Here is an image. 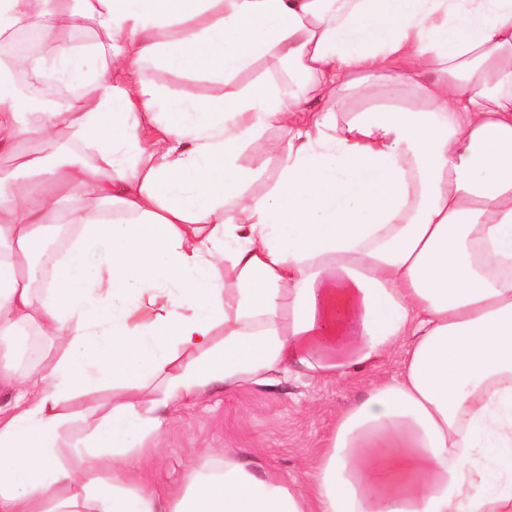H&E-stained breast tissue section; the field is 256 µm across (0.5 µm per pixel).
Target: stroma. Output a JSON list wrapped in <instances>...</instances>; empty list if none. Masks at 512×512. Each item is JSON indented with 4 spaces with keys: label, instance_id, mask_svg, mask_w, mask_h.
I'll return each instance as SVG.
<instances>
[{
    "label": "stroma",
    "instance_id": "1",
    "mask_svg": "<svg viewBox=\"0 0 512 512\" xmlns=\"http://www.w3.org/2000/svg\"><path fill=\"white\" fill-rule=\"evenodd\" d=\"M161 98L214 101L224 86L204 76H185L155 68ZM400 354L374 369L343 378L313 381L274 374L271 382L216 390L189 405L172 407L161 439L140 440L149 456L145 480L162 493L182 488L189 475L205 462L204 449L230 450L233 457L254 462L284 480L303 479L336 426L338 415L370 384L394 375ZM112 393L103 390L79 402L61 428L62 458L83 451L87 426L105 412Z\"/></svg>",
    "mask_w": 512,
    "mask_h": 512
}]
</instances>
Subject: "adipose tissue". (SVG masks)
Instances as JSON below:
<instances>
[{"instance_id": "adipose-tissue-1", "label": "adipose tissue", "mask_w": 512, "mask_h": 512, "mask_svg": "<svg viewBox=\"0 0 512 512\" xmlns=\"http://www.w3.org/2000/svg\"><path fill=\"white\" fill-rule=\"evenodd\" d=\"M88 22L110 40L94 79L61 38ZM21 30L47 46L25 71L84 92L36 112L0 79V339L55 348L22 376L0 349V512H512L470 453L493 436L512 474V0H0V40ZM264 58L287 82L237 86ZM158 66L223 101L155 112ZM383 83L414 105L336 112ZM271 129L273 178L242 161ZM62 131L100 164L48 163ZM401 343L304 482L230 457L165 497L140 479L132 440L170 406ZM105 383L92 454L62 463L64 405Z\"/></svg>"}]
</instances>
